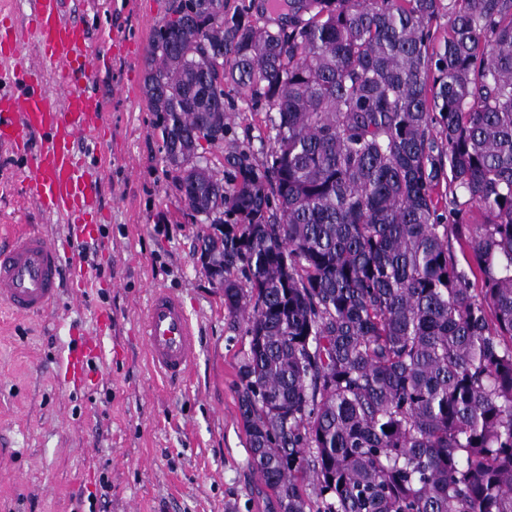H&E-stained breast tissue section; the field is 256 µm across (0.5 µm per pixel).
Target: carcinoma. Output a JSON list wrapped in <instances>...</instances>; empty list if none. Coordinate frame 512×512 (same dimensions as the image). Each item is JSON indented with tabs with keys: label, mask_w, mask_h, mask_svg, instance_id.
<instances>
[{
	"label": "carcinoma",
	"mask_w": 512,
	"mask_h": 512,
	"mask_svg": "<svg viewBox=\"0 0 512 512\" xmlns=\"http://www.w3.org/2000/svg\"><path fill=\"white\" fill-rule=\"evenodd\" d=\"M272 6L174 0L143 82L249 337V467L278 512H512V0ZM231 95L275 136L220 178ZM260 1L267 0H224V14L226 13L230 17L242 6V4H250V15L259 25H268L270 27L277 28L278 24L287 23L286 21H288V17L285 18L284 15L272 13L267 10L262 13L259 7Z\"/></svg>",
	"instance_id": "carcinoma-1"
}]
</instances>
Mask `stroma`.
<instances>
[{
  "label": "stroma",
  "instance_id": "obj_1",
  "mask_svg": "<svg viewBox=\"0 0 512 512\" xmlns=\"http://www.w3.org/2000/svg\"><path fill=\"white\" fill-rule=\"evenodd\" d=\"M171 5L67 0L68 17L89 30L91 52L111 56L91 86L112 142L79 144L101 175L99 234L110 249L82 262L89 297H79L81 281L68 270L47 316L0 312V512H278L249 470L238 408V363L249 339L197 259L212 228L176 188L160 120L142 94L145 60ZM273 137L265 112L238 101L223 142L203 144L199 154L221 173L235 149L263 161ZM24 164L0 146V225H33L67 248L61 218L25 198ZM154 285L182 299L197 332V358L176 385L151 368L140 336ZM89 336L101 351L88 362V382L66 381L61 356ZM102 476L112 489L96 501Z\"/></svg>",
  "mask_w": 512,
  "mask_h": 512
}]
</instances>
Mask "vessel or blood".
Wrapping results in <instances>:
<instances>
[{"label": "vessel or blood", "instance_id": "b4317fda", "mask_svg": "<svg viewBox=\"0 0 512 512\" xmlns=\"http://www.w3.org/2000/svg\"><path fill=\"white\" fill-rule=\"evenodd\" d=\"M25 30L0 19V144L26 158L25 192L47 215L66 219L69 249H59L43 233L25 230L0 247V306L24 317L50 311L64 268L75 263L77 248L98 243L91 219L96 208L98 174L83 166L82 138L103 140L104 105L89 91L96 61L88 53L89 34L64 15L65 0H32ZM36 54H26L24 44ZM143 336L153 367L166 379L184 376L197 356L198 341L182 300L169 289L148 292ZM97 342L68 351L61 360L67 377L85 378V362Z\"/></svg>", "mask_w": 512, "mask_h": 512}]
</instances>
